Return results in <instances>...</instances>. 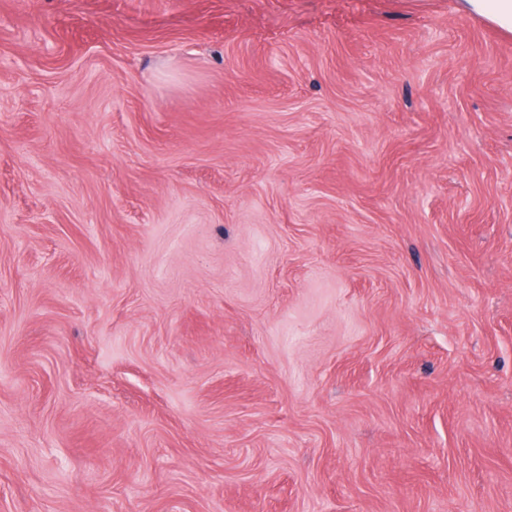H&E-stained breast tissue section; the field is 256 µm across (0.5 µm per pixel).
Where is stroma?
Segmentation results:
<instances>
[{"mask_svg":"<svg viewBox=\"0 0 512 512\" xmlns=\"http://www.w3.org/2000/svg\"><path fill=\"white\" fill-rule=\"evenodd\" d=\"M0 512H512V34L0 0Z\"/></svg>","mask_w":512,"mask_h":512,"instance_id":"obj_1","label":"stroma"}]
</instances>
